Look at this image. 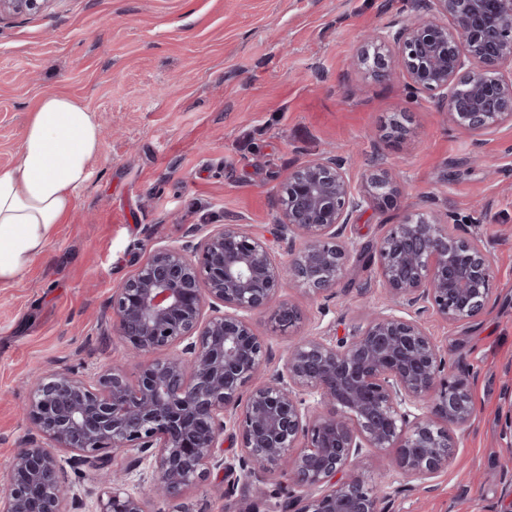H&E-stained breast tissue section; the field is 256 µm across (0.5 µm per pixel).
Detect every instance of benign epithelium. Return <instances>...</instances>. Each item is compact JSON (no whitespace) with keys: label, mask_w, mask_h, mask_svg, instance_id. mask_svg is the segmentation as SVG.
Returning a JSON list of instances; mask_svg holds the SVG:
<instances>
[{"label":"benign epithelium","mask_w":512,"mask_h":512,"mask_svg":"<svg viewBox=\"0 0 512 512\" xmlns=\"http://www.w3.org/2000/svg\"><path fill=\"white\" fill-rule=\"evenodd\" d=\"M52 2L0 0V20ZM411 11L367 34L352 66L379 83L401 78L436 93L449 121L474 135L512 124V0H411ZM397 195L384 159L357 190L336 151L302 162L281 186L276 236L288 260L238 223L151 248L112 295L114 335L148 357L138 381L119 365L37 376L24 407L31 437L13 455L0 512H61V450L75 453L73 466L112 479L100 512H146L109 470L123 457L131 468L155 458L148 481L164 501L182 499L214 470L239 473L263 496L266 477L278 473L281 512L295 496L296 512H385L381 491L357 471L365 448L395 449V466L422 483L446 469L474 405L466 374L448 369L417 314L430 309L457 324L484 309L494 271L476 235L449 230L432 211L406 213L372 243L390 305L347 336L299 338L272 371L252 320L270 310L281 326L296 325L299 307L278 299L285 286L313 299L336 287L348 272L354 215ZM229 425L235 465L224 459Z\"/></svg>","instance_id":"obj_1"}]
</instances>
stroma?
Here are the masks:
<instances>
[{
	"label": "stroma",
	"instance_id": "stroma-1",
	"mask_svg": "<svg viewBox=\"0 0 512 512\" xmlns=\"http://www.w3.org/2000/svg\"><path fill=\"white\" fill-rule=\"evenodd\" d=\"M409 13L408 0H55L45 13L0 21V170L17 167L30 113L47 95L95 112L101 156L43 253L0 285V476L28 425V383L50 368L83 374L125 363L112 333V291L157 243L197 227L240 222L276 256L280 184L304 160L336 148L360 185L379 156L403 193L369 206L349 232L362 247L410 211L473 222L495 273L473 319L422 320L446 359L468 375L475 413L446 470L427 483L386 459L359 472L389 512H512V125L473 138L440 112L435 93L374 82L348 63L362 36ZM407 114L408 134L384 129ZM283 294L303 311L293 328L255 315L273 351L314 333H348L385 303L376 262L352 261L327 296ZM233 479L211 472L183 502L233 512ZM103 487L73 471L62 512H99Z\"/></svg>",
	"mask_w": 512,
	"mask_h": 512
}]
</instances>
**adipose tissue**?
<instances>
[{
	"label": "adipose tissue",
	"instance_id": "1",
	"mask_svg": "<svg viewBox=\"0 0 512 512\" xmlns=\"http://www.w3.org/2000/svg\"><path fill=\"white\" fill-rule=\"evenodd\" d=\"M102 150L101 125L87 107L63 95L40 100L20 165L0 171V284L44 251Z\"/></svg>",
	"mask_w": 512,
	"mask_h": 512
}]
</instances>
